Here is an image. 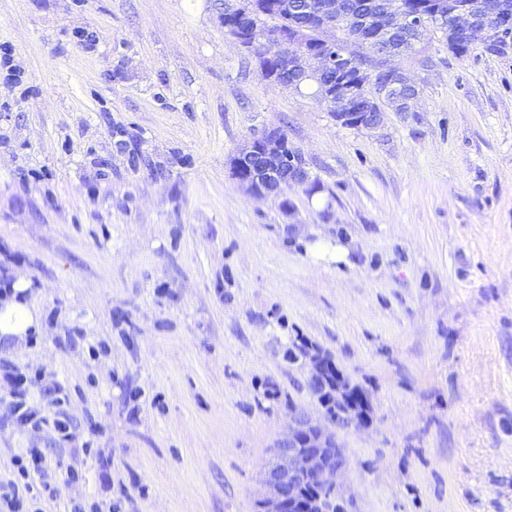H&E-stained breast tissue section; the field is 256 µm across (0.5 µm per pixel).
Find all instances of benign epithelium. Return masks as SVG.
Here are the masks:
<instances>
[{
	"mask_svg": "<svg viewBox=\"0 0 512 512\" xmlns=\"http://www.w3.org/2000/svg\"><path fill=\"white\" fill-rule=\"evenodd\" d=\"M346 2L305 0L303 18L278 32L281 42L294 47L288 53L272 48L254 52L257 37L250 4L230 0L228 8L220 11L219 21L272 85L293 89L304 80L336 72V83H326L322 97L331 116L344 126L374 130L385 120V112L375 107L380 91L391 94L399 111H414L419 85L389 60L403 56L394 46V35L409 30L420 33L426 24L422 14L397 10L386 0H356L354 17L363 26L365 39L380 47L378 71L371 76L354 55L337 53L336 20L348 13ZM506 30L512 32V16L498 0H470L454 10L457 41L465 42L478 32L485 44L502 50L500 40ZM229 166L231 176L257 199L280 195L289 184L307 180L304 158L282 129L267 130L244 142ZM359 425L354 416L323 412L315 418L303 407H291L288 428L275 440L273 463L264 472L265 494L258 501V512H328L322 498L308 497V489L340 493L349 460L340 446L330 447L328 442L336 438V431Z\"/></svg>",
	"mask_w": 512,
	"mask_h": 512,
	"instance_id": "7a95c632",
	"label": "benign epithelium"
}]
</instances>
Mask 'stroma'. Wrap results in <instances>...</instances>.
<instances>
[{
  "label": "stroma",
  "mask_w": 512,
  "mask_h": 512,
  "mask_svg": "<svg viewBox=\"0 0 512 512\" xmlns=\"http://www.w3.org/2000/svg\"><path fill=\"white\" fill-rule=\"evenodd\" d=\"M3 43L0 279L41 328L0 360L42 373L48 423L0 401V482L41 448L83 475L43 512H256L289 406L318 408L300 337L369 399L347 512H512V49L428 31L417 112L357 130L266 82L215 0H0ZM272 128L321 187L290 213L228 168Z\"/></svg>",
  "instance_id": "obj_1"
}]
</instances>
